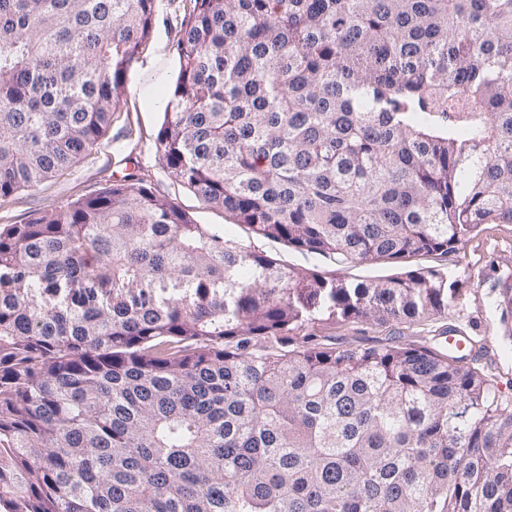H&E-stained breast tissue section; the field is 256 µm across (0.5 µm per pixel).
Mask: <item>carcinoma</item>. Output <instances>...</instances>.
Listing matches in <instances>:
<instances>
[{
	"label": "carcinoma",
	"instance_id": "1",
	"mask_svg": "<svg viewBox=\"0 0 512 512\" xmlns=\"http://www.w3.org/2000/svg\"><path fill=\"white\" fill-rule=\"evenodd\" d=\"M157 0H0V197L104 135ZM157 150L255 235L342 263L512 223V0H193ZM433 271L347 283L143 180L0 226V512H512V395L476 360L328 347Z\"/></svg>",
	"mask_w": 512,
	"mask_h": 512
}]
</instances>
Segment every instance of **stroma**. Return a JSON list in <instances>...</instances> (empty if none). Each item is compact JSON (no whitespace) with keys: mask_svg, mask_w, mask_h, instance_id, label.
Returning <instances> with one entry per match:
<instances>
[{"mask_svg":"<svg viewBox=\"0 0 512 512\" xmlns=\"http://www.w3.org/2000/svg\"><path fill=\"white\" fill-rule=\"evenodd\" d=\"M192 0H158L150 32L129 64L119 107L105 136L63 173L34 189L0 198V225L24 224L39 213L59 209L100 192L111 180L140 177L161 197L185 210L195 223L210 225L225 238L264 252L281 264L349 283L383 279L407 271H434L445 282L441 312L428 319L387 323L327 322L303 324L298 336L348 348L399 344L440 348L448 327L465 329L475 345L491 341L493 353L479 362L512 389V224L480 225L459 248L445 254H418L401 263L342 264L334 258L301 252L282 241L255 237L223 209L206 205L171 177L156 142L168 99L179 74L176 50Z\"/></svg>","mask_w":512,"mask_h":512,"instance_id":"1","label":"stroma"}]
</instances>
